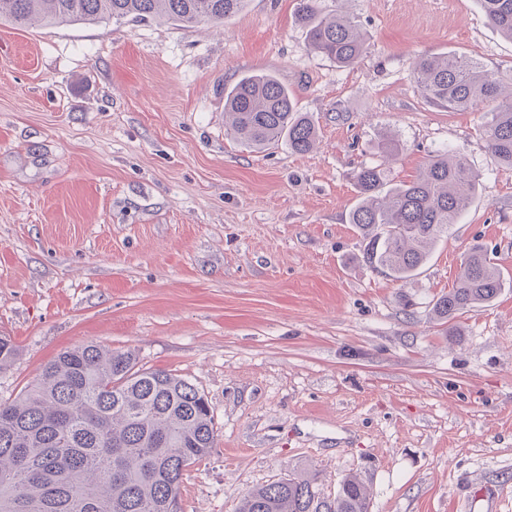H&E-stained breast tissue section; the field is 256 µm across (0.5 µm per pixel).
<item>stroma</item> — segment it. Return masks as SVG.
<instances>
[{
	"label": "stroma",
	"instance_id": "35a3bbf8",
	"mask_svg": "<svg viewBox=\"0 0 512 512\" xmlns=\"http://www.w3.org/2000/svg\"><path fill=\"white\" fill-rule=\"evenodd\" d=\"M298 0H249L218 24L0 19V369L14 399L59 352L132 350L206 395L215 446L182 512H236L251 489L355 474L371 512H512V286L437 320L468 248L512 276V169L487 148L493 103L429 104L419 57L512 73L479 0H318L367 55L310 52ZM271 73L318 127L313 152L224 130V90ZM399 140L390 185L443 148L480 185L411 280L363 260L355 173Z\"/></svg>",
	"mask_w": 512,
	"mask_h": 512
}]
</instances>
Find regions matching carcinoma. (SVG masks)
Segmentation results:
<instances>
[{
  "instance_id": "cac0c4a2",
  "label": "carcinoma",
  "mask_w": 512,
  "mask_h": 512,
  "mask_svg": "<svg viewBox=\"0 0 512 512\" xmlns=\"http://www.w3.org/2000/svg\"><path fill=\"white\" fill-rule=\"evenodd\" d=\"M248 0H0V17L22 27L157 17L181 25L218 23L243 11ZM488 22L512 40V0H481ZM296 21L310 48L349 67L369 50L354 19L322 13L317 0H299ZM426 99L448 111H467L496 100L505 80L499 72L457 54L423 56L415 65ZM226 123L246 147L283 142L294 153L318 140L313 119L298 110L288 87L271 74L242 77L225 91ZM487 147L512 168V99L487 122ZM396 140L381 144L384 162L355 175L360 198L349 223L364 241V259L396 281L426 264L433 246L448 237L476 193L480 175L460 155L442 150L418 176L385 188V160ZM462 273L433 311L453 319L487 306L504 284L480 245L468 249ZM16 347L0 336V369ZM215 444L214 419L204 393L165 370L140 368L130 351L86 343L47 362L36 382L11 401H0V512H180L178 497L187 467L207 458ZM356 475L334 495L321 492L314 474H293L257 487L237 512H370Z\"/></svg>"
}]
</instances>
